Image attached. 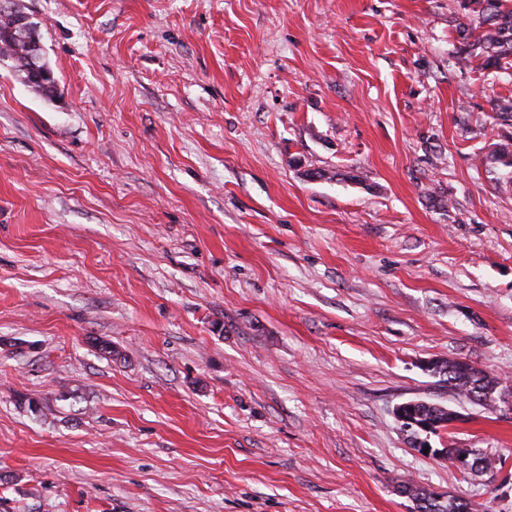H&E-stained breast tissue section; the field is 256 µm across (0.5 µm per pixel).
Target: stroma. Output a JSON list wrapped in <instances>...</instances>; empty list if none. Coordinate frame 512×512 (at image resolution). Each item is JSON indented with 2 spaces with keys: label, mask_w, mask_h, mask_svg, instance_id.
Masks as SVG:
<instances>
[{
  "label": "stroma",
  "mask_w": 512,
  "mask_h": 512,
  "mask_svg": "<svg viewBox=\"0 0 512 512\" xmlns=\"http://www.w3.org/2000/svg\"><path fill=\"white\" fill-rule=\"evenodd\" d=\"M16 3L57 93L0 60V512H512V411L423 369L512 381V70L461 0ZM494 149L485 157L486 163L492 164V168L501 170L512 182V143H495ZM440 374L442 373L444 381L448 386L454 389L459 395L471 399L472 394L482 395L487 398L491 394L490 400L496 402V397L500 399L501 387L499 381L494 377L485 381L486 376L483 369L464 358H440ZM460 366H466L465 370L459 369ZM487 391V392H484ZM413 404H414V402L412 400L398 404L394 408L393 415L396 418V420L399 423H401V425L405 424L407 426V425L411 424L413 426H418L420 428H423L426 431V433L428 434V437H430L432 435L431 433H433V435H438L441 431V428H447L449 426H459V425L465 423V421L467 420L465 415L452 411L453 419L450 422H448V414L445 411H443L441 408H439L438 404L430 403L429 405H426V404L420 403L417 405L416 410L411 415V417L417 421L416 422L415 420L409 418L408 414H407V410L409 409V406L413 405ZM427 420H439V421H442L443 424H442L441 428L436 429L435 426H428L427 423H424V424L418 423V422H425ZM445 423L448 424L446 427L444 425ZM428 437L424 442L425 443L424 447L420 450L421 452L416 450L417 452H419L420 454H422L424 456H432V457H439V458H446V456H447L448 458H452V456L456 455L457 453L469 452L473 457L479 458V460L483 463V466H481L476 471V474H482L481 476H483V475H487V474L491 473L493 475L495 473V471L498 470V467L496 465V460H493L489 456L482 454L481 452L477 451V449H474V448H446L447 453L445 455V452L440 450L439 448H432L431 444L428 442ZM426 446H429L428 454H424V449L426 448ZM401 493L407 495L409 499L417 505L418 512H471L473 508L463 511L460 510L461 501L465 498L459 495H450L446 502L435 498L427 490L417 487L411 482H405L401 485Z\"/></svg>",
  "instance_id": "1"
}]
</instances>
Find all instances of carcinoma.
Segmentation results:
<instances>
[{"label":"carcinoma","instance_id":"obj_1","mask_svg":"<svg viewBox=\"0 0 512 512\" xmlns=\"http://www.w3.org/2000/svg\"><path fill=\"white\" fill-rule=\"evenodd\" d=\"M462 5L464 9L475 14V18L459 24L457 53L480 59L484 69H512V0H463ZM12 11V7L0 3V56L11 60L13 71L25 85L49 97L55 92L56 81L34 77L33 66L41 69L44 63L30 55L29 35L11 30ZM485 161L512 181L511 142L494 144V149L488 152ZM440 373L448 386L465 398L469 399L474 394L484 397L488 395L494 403L501 396L499 381L493 377L486 378L482 368L464 358L441 359ZM412 418L418 422H448V414L434 403L418 404ZM464 451L483 463L477 473L487 475L498 470L495 460L475 449L449 448L446 456L450 458ZM401 493L416 503L417 512H462L460 507L464 497L459 495H450L443 502L411 482L401 485Z\"/></svg>","mask_w":512,"mask_h":512}]
</instances>
